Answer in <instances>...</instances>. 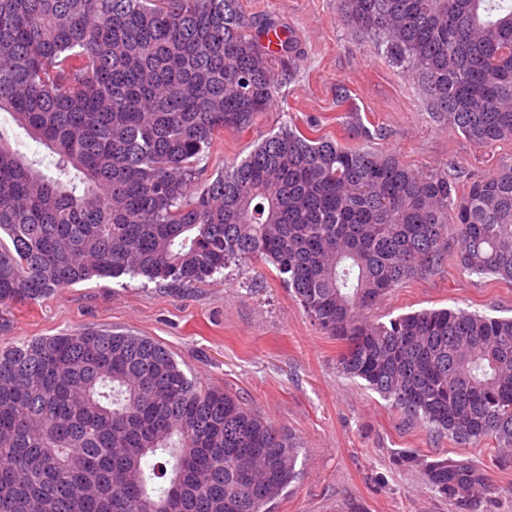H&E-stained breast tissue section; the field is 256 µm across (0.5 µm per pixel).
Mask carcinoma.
<instances>
[{"mask_svg":"<svg viewBox=\"0 0 512 512\" xmlns=\"http://www.w3.org/2000/svg\"><path fill=\"white\" fill-rule=\"evenodd\" d=\"M342 22L410 74L478 146L512 138V0H338ZM242 0H0V305L122 275L202 283L270 263L343 343L344 374L461 445L512 448V318L368 313L455 243L512 282V164L460 183L393 153L283 125L187 192L220 133L275 86ZM294 438L189 378L147 336L90 329L0 349V512H262L297 477ZM427 483L459 512L492 494L469 459ZM0 129L5 132L12 147L28 159L44 158V164H47L51 159L50 151L44 145L32 139L9 112L0 111Z\"/></svg>","mask_w":512,"mask_h":512,"instance_id":"1","label":"carcinoma"}]
</instances>
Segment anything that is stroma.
<instances>
[{"label":"stroma","instance_id":"obj_1","mask_svg":"<svg viewBox=\"0 0 512 512\" xmlns=\"http://www.w3.org/2000/svg\"><path fill=\"white\" fill-rule=\"evenodd\" d=\"M243 9L254 34L278 32L291 49L275 61L269 111L213 141L199 164L203 178L247 157L287 121L348 146L396 152L423 172L468 178L512 163V139L480 147L432 118L418 83L343 24L337 0H243ZM437 308L510 318L512 282L465 272L447 253L383 296L371 316L385 322ZM88 328L152 338L187 375L230 391L294 437L299 475L273 512H456L428 485L424 466L458 455L487 470L492 512H512V466L498 464L494 445L462 448L345 376L341 344L271 265L233 262L180 289L142 276L94 278L34 304L0 305V348Z\"/></svg>","mask_w":512,"mask_h":512}]
</instances>
